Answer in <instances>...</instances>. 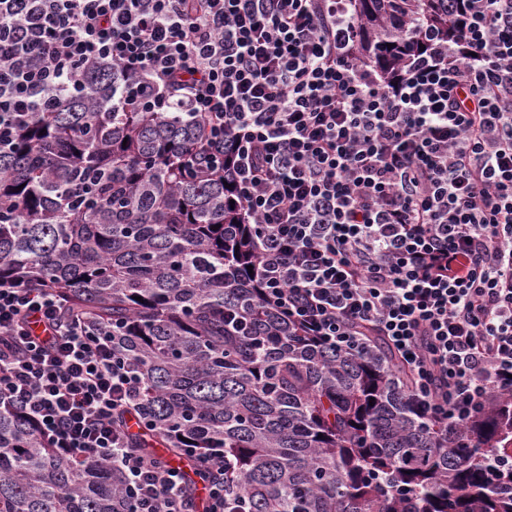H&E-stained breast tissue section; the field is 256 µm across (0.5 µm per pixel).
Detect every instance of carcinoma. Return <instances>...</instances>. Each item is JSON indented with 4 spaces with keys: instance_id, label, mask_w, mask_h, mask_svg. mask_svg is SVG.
I'll list each match as a JSON object with an SVG mask.
<instances>
[{
    "instance_id": "carcinoma-1",
    "label": "carcinoma",
    "mask_w": 512,
    "mask_h": 512,
    "mask_svg": "<svg viewBox=\"0 0 512 512\" xmlns=\"http://www.w3.org/2000/svg\"><path fill=\"white\" fill-rule=\"evenodd\" d=\"M454 3L349 0L354 56L398 73L425 32L458 34ZM122 83L96 66L0 144V281L57 288L67 312L112 331L144 377L134 447L179 461L187 439L224 449L232 470L185 460L187 491L222 477L249 512H512V393L444 426L417 411L382 339L345 352L288 329L248 273L254 242L228 177L180 163L198 122L112 111ZM0 512L133 510L117 468L56 455L0 409Z\"/></svg>"
}]
</instances>
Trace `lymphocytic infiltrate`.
<instances>
[{
  "label": "lymphocytic infiltrate",
  "instance_id": "1",
  "mask_svg": "<svg viewBox=\"0 0 512 512\" xmlns=\"http://www.w3.org/2000/svg\"><path fill=\"white\" fill-rule=\"evenodd\" d=\"M358 28L348 0H0V140L118 67L116 111L200 124L181 162L228 172L264 303L321 346L383 337L419 411L462 425L512 392V0H468L458 39L391 78ZM63 302L0 283V406L118 467L133 512H193L116 420L139 372Z\"/></svg>",
  "mask_w": 512,
  "mask_h": 512
}]
</instances>
